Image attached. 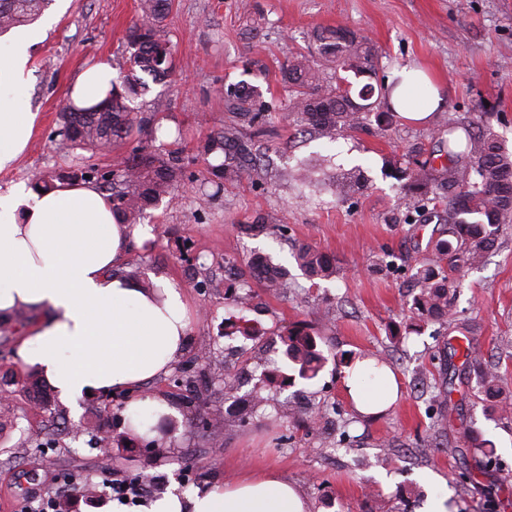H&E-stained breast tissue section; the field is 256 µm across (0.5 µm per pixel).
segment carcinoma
I'll use <instances>...</instances> for the list:
<instances>
[{
	"label": "carcinoma",
	"instance_id": "1",
	"mask_svg": "<svg viewBox=\"0 0 512 512\" xmlns=\"http://www.w3.org/2000/svg\"><path fill=\"white\" fill-rule=\"evenodd\" d=\"M51 2L0 0V34L35 19ZM171 7L172 0H140L141 20L130 30L129 68L121 80L122 91L112 92V98L92 111H76L66 101L59 106L58 146L66 153H106L133 132L147 130V141L123 156L122 167L100 175L102 188L112 198L113 213L126 224L139 222L148 208L172 198L184 178L181 153L166 141L170 132L130 105L132 99L146 91L143 76L162 80L175 68L173 47L164 25ZM318 41L324 61L335 66L336 83H331L323 66L306 57L289 62L283 81L289 107L298 122L304 129L313 130L316 137L334 141L359 129L367 116V106L352 98L351 82L338 72L370 77L376 74L377 61L365 43L344 28L327 27L321 30ZM224 101L231 117L220 129L207 134L202 146L204 154L220 153L224 157L214 166L218 191L223 189L224 182L250 175L246 162L251 160V142L243 126L252 128L259 137L267 132L266 104L258 86L240 80L224 89ZM440 127L448 135L443 149L435 153L417 147L420 159L407 173L409 197L404 220L408 224L440 204L433 172H441L448 185L443 218L448 224V239L435 245L415 274L419 292L413 298L411 314L418 331L432 323L452 321L463 287L458 271L464 266L482 265L495 247L500 226L512 223V149L487 129L483 113H474L466 121L450 114ZM329 165L326 159H307L298 163L289 176L303 191L330 193L338 199L367 181L360 168L333 174ZM296 260L314 278L330 280L336 274L325 255L312 247L299 251ZM265 267V259L257 256L250 262L249 277L240 278L232 288L225 287L234 305L243 307L252 302V279L271 295L287 291L284 275L277 271L267 277L262 273ZM281 339L288 359L299 366L300 377L320 371L324 356L313 335L296 325L284 331ZM476 381L486 396H496L502 403L512 399V392L505 389L495 368L477 370Z\"/></svg>",
	"mask_w": 512,
	"mask_h": 512
}]
</instances>
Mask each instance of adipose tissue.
Wrapping results in <instances>:
<instances>
[{"label":"adipose tissue","instance_id":"ef3b65f1","mask_svg":"<svg viewBox=\"0 0 512 512\" xmlns=\"http://www.w3.org/2000/svg\"><path fill=\"white\" fill-rule=\"evenodd\" d=\"M37 23L0 38V173L25 154L38 115L28 102L32 58L47 38ZM389 104L405 120L427 123L445 97L423 71H400ZM117 76L97 61L74 79L69 100L99 104ZM137 229L120 223L112 200L88 181L63 180L45 191L23 182L0 185V317L45 309L19 349L59 398L77 404L87 394L127 391L167 372L187 336L183 296L162 281L163 302L117 275ZM358 361L342 382L355 409L377 415L389 409L398 385L388 368ZM141 512H308L298 490L279 474L242 477L206 490L164 493Z\"/></svg>","mask_w":512,"mask_h":512}]
</instances>
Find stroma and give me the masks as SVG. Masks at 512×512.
Listing matches in <instances>:
<instances>
[{"instance_id": "1", "label": "stroma", "mask_w": 512, "mask_h": 512, "mask_svg": "<svg viewBox=\"0 0 512 512\" xmlns=\"http://www.w3.org/2000/svg\"><path fill=\"white\" fill-rule=\"evenodd\" d=\"M47 13L57 22L35 53L29 90L40 121L1 184L32 183L74 159L85 167L110 164L102 154L81 150L72 158L58 150V106L86 62L105 59L126 71L138 0H71L64 10L54 2ZM167 24L176 70L151 83L136 104L162 118L164 128L182 130L186 183L176 203L148 209L145 235L132 241L124 272L166 277L183 292L189 316L183 352L166 374L108 403L84 398L75 412L22 364L18 349L31 325L13 323L0 343V394L8 397L0 403V512L58 498L64 485L100 491L108 500L112 483L141 471L157 496L178 485L202 490L276 471L301 489L311 512H409L400 497L407 485L419 495L411 512H431L439 501L447 512H512V411L493 412L484 395L464 384L443 402L418 383L416 369L443 368L459 332L398 333L409 320L412 277L446 233L435 218L405 223L399 170L413 148L430 144L438 119L387 125L373 117L367 129L333 143L299 135L296 123L280 119L289 110L282 68L299 55L317 60L318 33L338 26L363 37L379 59L376 77L353 79V90L383 85L405 67L423 68L441 84L447 112L462 118L491 112L495 134L512 146V0H175ZM248 58L263 65L247 79L269 103L275 133L259 147L258 175L205 196L190 187L210 175L204 138L227 120L223 88L242 78ZM313 155L332 157L346 170L361 166L366 185L339 201L303 196L284 173ZM258 211L274 234H245ZM302 244L330 258L335 278L310 285L293 258ZM255 253L288 267L297 286L284 296L257 290L251 308L241 309L224 298L225 268ZM380 257L387 265L374 269ZM459 276L456 316L469 327L478 362L496 365L512 388V225L500 230L485 266ZM295 322L324 336L319 347L328 362L310 380L289 366L278 337ZM365 355L384 357L400 387L397 402L375 418L357 417L341 385L349 359ZM228 369L241 376L231 395L224 392ZM195 384L207 404L191 413L180 396ZM148 397L178 407V417L164 422L154 447L139 436L129 446L116 444L111 460H103L99 436L127 435L128 406ZM246 404L255 411L243 423L237 411ZM211 405L222 407V417L208 419ZM441 414L445 426L434 427ZM85 421L90 429L73 438L70 427ZM468 428L480 433L484 447H466ZM27 437L53 440L54 447L41 454L23 446ZM180 472L186 483H178Z\"/></svg>"}]
</instances>
